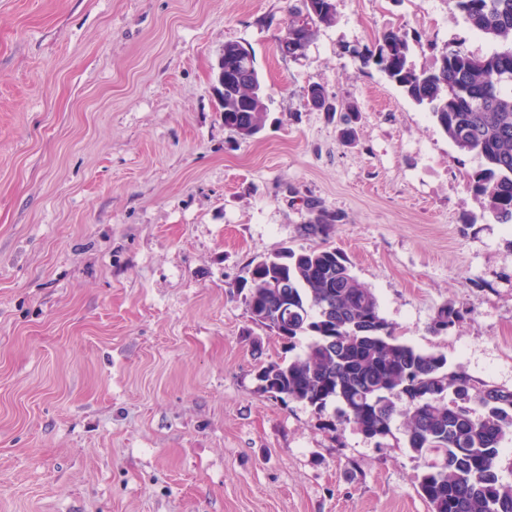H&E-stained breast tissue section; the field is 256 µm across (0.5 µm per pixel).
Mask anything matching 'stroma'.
I'll list each match as a JSON object with an SVG mask.
<instances>
[{
    "mask_svg": "<svg viewBox=\"0 0 512 512\" xmlns=\"http://www.w3.org/2000/svg\"><path fill=\"white\" fill-rule=\"evenodd\" d=\"M298 0H0V512H427L401 431L383 446L257 379L283 341L237 284L253 259L329 246L403 340L512 388V224L466 188L480 160L358 51L419 32L431 70L454 0H334L304 52ZM251 52L263 131L225 128V43ZM355 103L354 142L308 104ZM469 314L439 336L438 309ZM307 209L310 214V218L306 224L301 225L300 229L302 235L306 237L321 238V240L325 241L330 235L334 217L323 207L319 200H308Z\"/></svg>",
    "mask_w": 512,
    "mask_h": 512,
    "instance_id": "1",
    "label": "stroma"
}]
</instances>
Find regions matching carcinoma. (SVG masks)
<instances>
[{"instance_id":"carcinoma-1","label":"carcinoma","mask_w":512,"mask_h":512,"mask_svg":"<svg viewBox=\"0 0 512 512\" xmlns=\"http://www.w3.org/2000/svg\"><path fill=\"white\" fill-rule=\"evenodd\" d=\"M469 28L506 47L477 56L456 40L440 53L439 65L418 71L410 61L408 32L387 31L372 49L357 53L374 64L409 98L425 105L460 150L482 159L467 188L502 224L512 223V0H455ZM297 15L312 27L335 19L333 0H301ZM224 57L247 68V81L224 71L219 96L224 127L250 139L262 130L266 95L259 110L244 112L240 99L262 89L252 54L241 44H224ZM310 214L302 235L327 239L333 216L320 201L307 202ZM251 320L295 348L289 360L262 367L264 392L285 402L303 403L318 415L351 423L382 445L403 418L407 448L421 466L417 493L428 512H512V390L452 369L441 351H423L403 342L380 312L372 290L353 274L344 254L324 244L284 248L252 260L238 284ZM464 306L446 304L430 331L439 335L459 324Z\"/></svg>"}]
</instances>
